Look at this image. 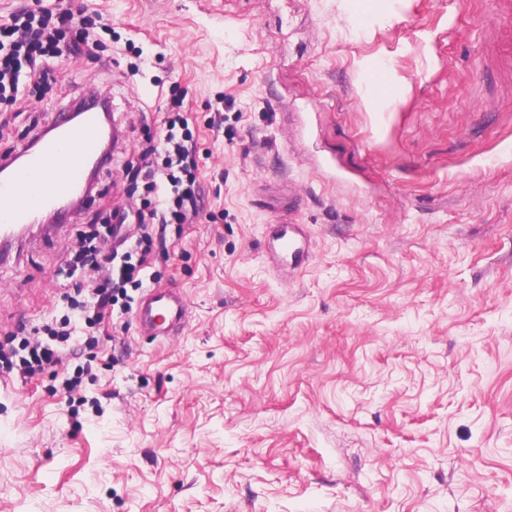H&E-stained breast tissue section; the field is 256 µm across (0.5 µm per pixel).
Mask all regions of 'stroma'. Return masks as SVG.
Here are the masks:
<instances>
[{
    "mask_svg": "<svg viewBox=\"0 0 512 512\" xmlns=\"http://www.w3.org/2000/svg\"><path fill=\"white\" fill-rule=\"evenodd\" d=\"M68 2L102 14L103 46L0 105V156L47 104L99 92L120 139L92 200L0 262V331L72 316L71 255L142 197L123 163L176 95L205 207L155 268L187 302L176 335L129 310L38 379L0 375V512H512V79L487 56L491 0ZM284 216L310 253L278 271L265 227Z\"/></svg>",
    "mask_w": 512,
    "mask_h": 512,
    "instance_id": "1",
    "label": "stroma"
}]
</instances>
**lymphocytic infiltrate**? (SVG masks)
<instances>
[{
    "instance_id": "f902f5d3",
    "label": "lymphocytic infiltrate",
    "mask_w": 512,
    "mask_h": 512,
    "mask_svg": "<svg viewBox=\"0 0 512 512\" xmlns=\"http://www.w3.org/2000/svg\"><path fill=\"white\" fill-rule=\"evenodd\" d=\"M75 24L79 37L68 39ZM98 36L95 20L75 18L69 10L50 9L41 0L17 7L0 25V104L24 102L26 90L57 83L59 75L49 60L90 54L99 44ZM186 112L183 99L173 101L159 135L140 144L126 162L128 172L143 181L142 208L117 209L112 221L91 225L70 260L72 269L85 276L81 297L72 306L86 328L104 327L115 306L129 303L130 289L145 287L146 270L167 262V252L154 245V228L192 224L200 214L197 140ZM45 331V337H25L16 345L0 342V373L27 381L46 366L61 364L74 328L66 319Z\"/></svg>"
}]
</instances>
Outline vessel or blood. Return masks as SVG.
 Here are the masks:
<instances>
[{
    "label": "vessel or blood",
    "mask_w": 512,
    "mask_h": 512,
    "mask_svg": "<svg viewBox=\"0 0 512 512\" xmlns=\"http://www.w3.org/2000/svg\"><path fill=\"white\" fill-rule=\"evenodd\" d=\"M497 68L512 75V29L493 43ZM81 118H60L40 132L34 143L19 145L12 161H0V239L15 238L34 216L60 200L77 194L91 163L101 162L97 147L106 130L98 108L85 106ZM273 238L277 255L297 254L308 248L305 231L298 224H278ZM187 306L172 288L151 287L135 313L137 323L157 336H167L185 323Z\"/></svg>",
    "instance_id": "obj_1"
}]
</instances>
